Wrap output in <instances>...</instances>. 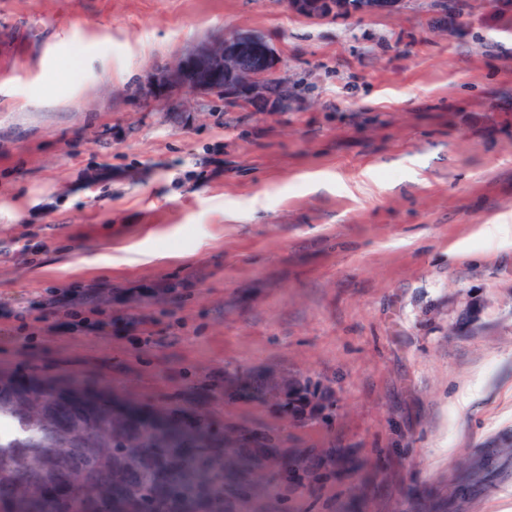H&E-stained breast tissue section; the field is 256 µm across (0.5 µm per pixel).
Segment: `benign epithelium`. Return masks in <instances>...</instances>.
Returning a JSON list of instances; mask_svg holds the SVG:
<instances>
[{"label":"benign epithelium","mask_w":512,"mask_h":512,"mask_svg":"<svg viewBox=\"0 0 512 512\" xmlns=\"http://www.w3.org/2000/svg\"><path fill=\"white\" fill-rule=\"evenodd\" d=\"M403 0H288V8L309 18H328L348 13L363 17L396 10ZM279 58L258 34L240 32L208 38L168 67L162 88L174 101L182 93H222L235 103H266L273 107L281 96L275 92L274 74ZM68 490L85 498L96 496V486L78 472L72 473Z\"/></svg>","instance_id":"benign-epithelium-1"}]
</instances>
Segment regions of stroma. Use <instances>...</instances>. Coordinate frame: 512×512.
Listing matches in <instances>:
<instances>
[{
	"label": "stroma",
	"instance_id": "35a3bbf8",
	"mask_svg": "<svg viewBox=\"0 0 512 512\" xmlns=\"http://www.w3.org/2000/svg\"><path fill=\"white\" fill-rule=\"evenodd\" d=\"M457 4L0 0V366L353 460L230 512H512V454L457 486L512 433V29ZM239 30L277 109L146 97ZM351 0H288V8L297 15L309 18H328L336 14L348 13L363 17L367 15L396 10L403 0H371L373 2H356Z\"/></svg>",
	"mask_w": 512,
	"mask_h": 512
}]
</instances>
